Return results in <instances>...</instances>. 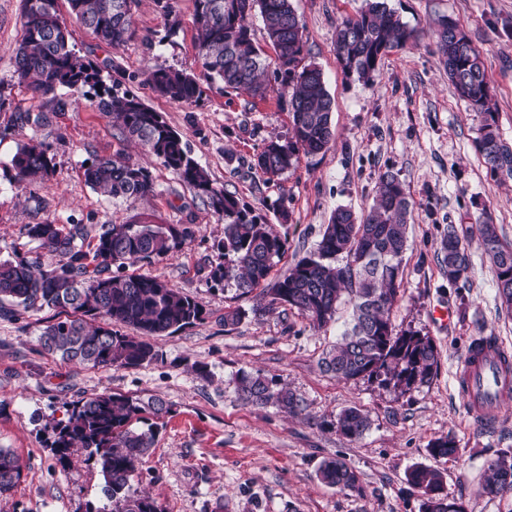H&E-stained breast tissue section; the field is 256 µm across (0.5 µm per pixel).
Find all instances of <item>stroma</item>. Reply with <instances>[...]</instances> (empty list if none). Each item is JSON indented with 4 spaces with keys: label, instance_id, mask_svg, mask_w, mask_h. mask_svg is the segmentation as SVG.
I'll return each mask as SVG.
<instances>
[{
    "label": "stroma",
    "instance_id": "35a3bbf8",
    "mask_svg": "<svg viewBox=\"0 0 512 512\" xmlns=\"http://www.w3.org/2000/svg\"><path fill=\"white\" fill-rule=\"evenodd\" d=\"M420 36L419 46L386 54L370 79L345 75L335 53L336 29L363 0H293L303 28L306 61L322 70L334 103L335 136L326 151L301 156L274 180L249 164L265 142L288 138L291 114L270 77L266 98L212 89L196 103L159 96L149 74L157 69L198 70L194 0H177L165 16L156 0H137L135 36L114 47L67 18L78 55L102 69L106 84L138 96L161 112L181 134L190 156L211 180L234 193L287 241L273 268L283 275L312 251L336 207L365 212L379 179L393 172L412 204L403 287L390 318L395 331L431 337L439 351L429 383L401 392L375 381H337L321 359L350 316L348 303L336 320L312 330L296 311H257V294L208 278L224 222L172 170L144 148L130 146L134 160L149 168L154 193L148 199L112 202L87 185L84 161L109 155L122 141L120 126L87 99L65 109L34 99L13 77V49L22 36V0H0V258L39 257L46 266L58 257L40 248L25 227L51 221L83 224L91 234L148 214L161 224H188L194 236L174 256L140 262L135 274L165 281L202 304V323L154 343L159 361L137 368L90 369L44 352L39 334L52 310H18L0 319V448L14 450L22 475L0 512H86L102 497L98 466L82 450L61 462L50 443L53 428L81 396L112 392L142 401L159 398L169 414L157 423L155 445L131 478L160 512H422V493L409 471L427 466L440 472L449 497L467 512H512V497L490 498L480 488L488 466L512 448V406L496 424L471 416L456 376L468 343L496 336L512 350V312L497 295L494 270L479 242L468 248L471 268L464 287L448 284L440 265L449 225L491 217L501 237L512 242V179L496 177L476 146L480 118L448 80L432 38L439 18L459 22L482 57L502 139L512 145V0H385ZM50 112L46 126L5 133L18 112ZM41 143L54 172L20 189L11 181L10 160L20 144ZM288 211L289 223L279 214ZM239 309L241 322L224 324ZM450 310L444 321L437 312ZM206 365L200 377L196 365ZM276 378L303 401L292 417L275 407L244 404L237 390L240 370ZM359 407L370 429L348 441L332 427L337 414ZM450 436L455 455L433 457L431 440ZM343 459L360 478L361 493H341L321 483L320 464Z\"/></svg>",
    "mask_w": 512,
    "mask_h": 512
}]
</instances>
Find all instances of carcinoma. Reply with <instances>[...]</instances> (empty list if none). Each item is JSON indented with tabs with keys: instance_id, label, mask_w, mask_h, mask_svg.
I'll list each match as a JSON object with an SVG mask.
<instances>
[{
	"instance_id": "obj_1",
	"label": "carcinoma",
	"mask_w": 512,
	"mask_h": 512,
	"mask_svg": "<svg viewBox=\"0 0 512 512\" xmlns=\"http://www.w3.org/2000/svg\"><path fill=\"white\" fill-rule=\"evenodd\" d=\"M68 2L76 21L112 46L135 33V0ZM23 3V36L14 49L13 78L38 98L57 100L60 109L65 106L57 98L62 89L91 101L104 116L120 122L124 137L137 140L207 202L224 220V239L216 245L210 281L232 284L244 294L259 288L267 306L297 311L314 330L334 321L338 304L347 300L352 307L349 325L321 360L323 370L339 381L375 380L402 392L433 378L439 358L433 340L417 331L396 333L390 321V310L403 287L402 260L411 215L406 189L397 176L381 175L375 204L366 214L336 208L317 247L270 282L272 268L285 254L286 240L260 222L234 193L214 184L161 113L130 93L119 95L106 86L100 69L69 46L58 0ZM255 11L276 53L282 77L278 92L289 98L292 114L291 136L266 142L254 159V166L271 179L288 171L300 155L327 149L333 139V102L321 70L313 64L300 66L305 42L292 0H195L199 73L154 70L149 80L157 93L177 103L200 100L204 84L264 96L268 63L251 34ZM435 37L458 96L483 116L478 147L485 162L491 171L512 178V146L500 138L479 52L451 18L439 19ZM415 41V31L384 0H365L354 16L339 25L335 52L345 74L366 79L384 55ZM47 123L43 112H19L8 129L16 132ZM11 167L19 186L54 170L52 157L40 143L21 146ZM84 178L115 201L154 192L151 171L122 150L95 158L86 165ZM26 231L39 247L55 253L59 263L44 268L25 257L0 259V316H15L17 306L58 310L40 332L44 351L94 369L137 368L160 357L149 338L204 320V308L194 298L156 278L125 272L138 262L177 252L193 236L190 225L156 224L141 217L104 224L90 242L82 224L43 222L26 225ZM469 234L481 239L496 273L501 304L511 311L512 244L501 239L489 217L465 229L448 225L442 242L448 283L456 286L467 280L470 259L464 240ZM121 326L133 327L140 335L123 333ZM238 390L241 399L254 406L271 404L293 416L302 411L301 400L291 390L259 372H241ZM146 411L159 419L170 408L156 398L143 404L103 392L72 402L67 418L54 426L50 448L59 461H65L71 449L83 448L100 469L105 502L89 504L88 512H160L151 497L137 493L130 484L155 442L157 427H133ZM370 425L368 415L357 407L342 410L333 423L336 432L350 441L362 437ZM428 448L434 457H447L455 454L456 442L439 437ZM489 470L482 494L512 495V449L493 460ZM21 472L14 451L0 448L1 497L12 492ZM318 477L340 492H362L358 474L340 458L323 461ZM409 482L423 494L422 512H466L463 503L448 498L439 472L417 466L409 472Z\"/></svg>"
}]
</instances>
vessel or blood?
Masks as SVG:
<instances>
[{"mask_svg":"<svg viewBox=\"0 0 512 512\" xmlns=\"http://www.w3.org/2000/svg\"><path fill=\"white\" fill-rule=\"evenodd\" d=\"M512 352L499 342L480 348L469 344L463 358L458 383L470 413L481 420L496 419L506 403L505 391L512 387V374L503 362Z\"/></svg>","mask_w":512,"mask_h":512,"instance_id":"obj_1","label":"vessel or blood"}]
</instances>
